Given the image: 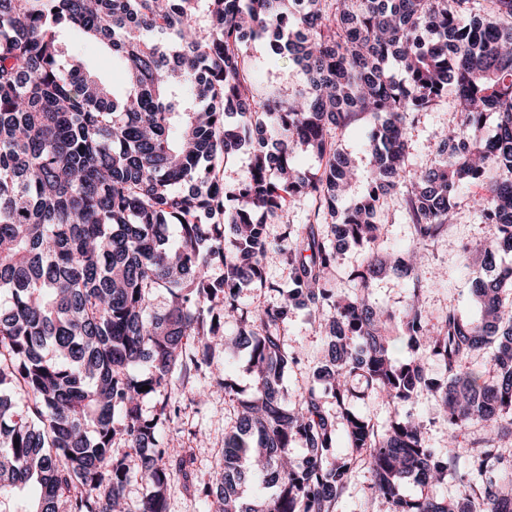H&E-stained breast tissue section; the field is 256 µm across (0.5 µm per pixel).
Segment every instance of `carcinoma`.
I'll use <instances>...</instances> for the list:
<instances>
[{
	"label": "carcinoma",
	"mask_w": 512,
	"mask_h": 512,
	"mask_svg": "<svg viewBox=\"0 0 512 512\" xmlns=\"http://www.w3.org/2000/svg\"><path fill=\"white\" fill-rule=\"evenodd\" d=\"M63 27L112 54L120 87L66 54ZM262 38L300 67L305 89L258 95L244 45ZM450 84L459 121L411 172L409 127ZM367 112L378 123L363 143L366 190L340 209L354 162L332 133ZM245 146L246 175L225 182ZM298 148L319 159L317 173ZM473 182L489 244L466 259L481 265L512 252V0H0V512H168L191 461L188 448L171 458L160 447L169 388L176 373L211 366L219 346L226 358L248 350L257 389L240 399L229 378L215 381L236 418L196 482L214 512H336L361 463L386 512H512V318L501 299L512 265L475 279L477 320L450 309L431 323L419 293V247L447 231L459 187ZM394 194L414 228L396 260L377 248ZM296 197L312 200L314 220L270 238L266 220ZM322 212L329 236L315 230ZM349 243L368 253L357 287L340 294L327 273ZM273 251L291 270L285 285L263 275ZM216 260L223 273L210 277ZM390 269L410 284L398 311L369 300ZM249 287L280 298L245 308ZM294 309L323 315L315 379L330 405L314 386L293 401L283 386L297 363L281 334ZM395 330L408 360L393 358ZM488 348L491 380L466 366ZM14 389L28 395L23 414ZM424 393L448 421L446 454L424 421L380 425L350 406L397 408ZM476 421L485 430L474 436ZM446 480L464 488L454 500L402 493ZM132 482L144 489L136 501Z\"/></svg>",
	"instance_id": "cac0c4a2"
}]
</instances>
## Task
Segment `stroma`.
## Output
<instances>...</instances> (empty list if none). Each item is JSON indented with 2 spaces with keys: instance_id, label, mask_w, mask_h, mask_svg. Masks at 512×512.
I'll return each mask as SVG.
<instances>
[{
  "instance_id": "35a3bbf8",
  "label": "stroma",
  "mask_w": 512,
  "mask_h": 512,
  "mask_svg": "<svg viewBox=\"0 0 512 512\" xmlns=\"http://www.w3.org/2000/svg\"><path fill=\"white\" fill-rule=\"evenodd\" d=\"M69 50L83 56L89 70L106 83L120 80L119 71L112 64V55L98 44L72 33L64 37ZM256 77L259 93L279 91L286 93L298 88L300 76L288 60H272L266 43L252 42L245 48ZM455 89H448L432 111L422 114L419 123L410 130L412 150L411 169H419L428 162L427 147L437 142L441 131L453 119ZM482 184L471 183L459 191L456 219L447 232L421 250L423 275L427 286L421 301L429 319H439L448 308H455L465 317L476 319L480 307L472 294L474 275L464 260L466 248L485 242L486 225L475 215L470 200L481 194ZM285 336L293 346L299 362L288 371L284 386L290 395H298L314 381V373L323 355L326 338L308 317L306 311H295L285 328ZM214 372L193 373L189 377L174 378L172 398L179 413L165 426L161 442L170 452L192 449L193 467L199 478L210 472L219 448L224 445V432L233 423L234 405L226 401L223 392L214 386ZM202 433V440H194V433Z\"/></svg>"
}]
</instances>
